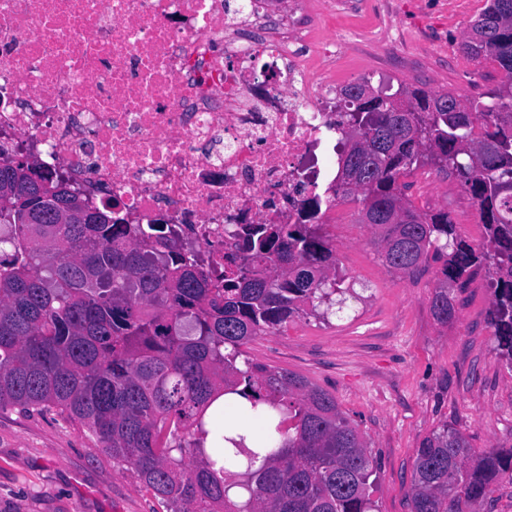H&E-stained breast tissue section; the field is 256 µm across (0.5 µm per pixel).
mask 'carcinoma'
<instances>
[{
  "label": "carcinoma",
  "instance_id": "cac0c4a2",
  "mask_svg": "<svg viewBox=\"0 0 512 512\" xmlns=\"http://www.w3.org/2000/svg\"><path fill=\"white\" fill-rule=\"evenodd\" d=\"M469 31L462 53L507 76L492 104L347 86L336 196L362 203L390 268L411 276L441 262L430 298L439 323L456 318L452 285L483 276L488 323L512 365V0H488ZM426 165L472 197L480 243L448 212L406 199L400 178ZM225 245L224 271L206 272L165 225L129 224L28 156L0 158V409L80 421L166 512H374L373 458L335 397L287 370L237 366L253 337L345 303L331 239L307 220L234 231ZM239 387L269 447H206L205 408ZM506 478L512 448L475 454L445 423L417 450L410 512H476ZM232 485L248 498L230 500Z\"/></svg>",
  "mask_w": 512,
  "mask_h": 512
}]
</instances>
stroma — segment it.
Segmentation results:
<instances>
[{
    "instance_id": "obj_1",
    "label": "stroma",
    "mask_w": 512,
    "mask_h": 512,
    "mask_svg": "<svg viewBox=\"0 0 512 512\" xmlns=\"http://www.w3.org/2000/svg\"><path fill=\"white\" fill-rule=\"evenodd\" d=\"M486 0H308L321 38L342 41L336 77L377 90L420 87L478 99L504 73L459 50ZM470 195L440 187L417 207L478 218ZM336 257L355 295L328 319L306 317L241 348L240 362L304 376L336 398L378 465L376 512H409L420 440L441 424L475 452L512 448V366L487 322L490 291L475 281L458 296L454 321L430 310L436 264L395 274L374 245L361 206L346 203ZM0 512H164L79 421L53 411L0 410Z\"/></svg>"
}]
</instances>
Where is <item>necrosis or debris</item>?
<instances>
[{
    "label": "necrosis or debris",
    "instance_id": "obj_1",
    "mask_svg": "<svg viewBox=\"0 0 512 512\" xmlns=\"http://www.w3.org/2000/svg\"><path fill=\"white\" fill-rule=\"evenodd\" d=\"M303 5L0 0V148L223 268L227 225L296 223L336 182V41Z\"/></svg>",
    "mask_w": 512,
    "mask_h": 512
}]
</instances>
